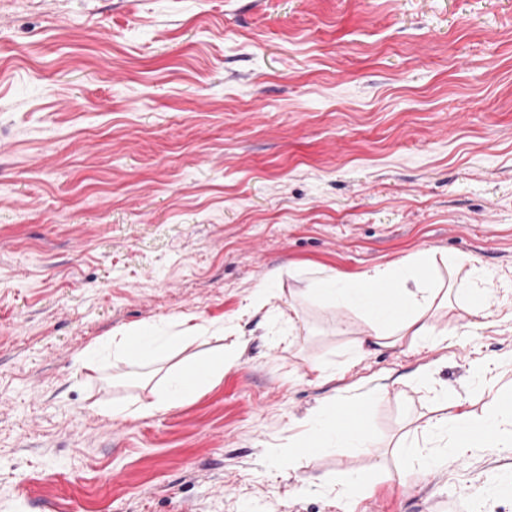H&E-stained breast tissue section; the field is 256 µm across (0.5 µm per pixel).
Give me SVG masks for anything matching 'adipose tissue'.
Listing matches in <instances>:
<instances>
[{
    "instance_id": "adipose-tissue-1",
    "label": "adipose tissue",
    "mask_w": 512,
    "mask_h": 512,
    "mask_svg": "<svg viewBox=\"0 0 512 512\" xmlns=\"http://www.w3.org/2000/svg\"><path fill=\"white\" fill-rule=\"evenodd\" d=\"M434 264V256L421 250L395 264L375 267L354 280L338 274L313 279L305 293L323 304L354 306L365 313L370 330L356 345L357 352L363 354L373 345L389 347L406 339L417 341L432 336L431 313L445 301L431 279ZM201 330V325L194 324L165 333L157 325H141L113 337L112 353L133 363L149 364L195 343ZM236 359V351L225 348L188 359L168 372L163 388L152 401L119 405L113 407L112 413L148 416L180 406L217 384L225 368ZM341 408V400L335 399L314 410L303 423L300 442L290 446L289 458L298 457L303 448L310 446L319 451L331 446L368 450L367 429L346 432L339 428L337 414ZM511 408L496 399L482 415L456 413L429 423L426 431L443 438V448L451 457L465 455L487 443L508 450L512 448V437H502L500 427Z\"/></svg>"
}]
</instances>
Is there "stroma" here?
<instances>
[{
  "label": "stroma",
  "instance_id": "35a3bbf8",
  "mask_svg": "<svg viewBox=\"0 0 512 512\" xmlns=\"http://www.w3.org/2000/svg\"><path fill=\"white\" fill-rule=\"evenodd\" d=\"M422 249L445 342L355 354L362 312L303 294ZM459 254L494 275L473 332ZM185 316L213 331L187 355L238 362L107 415L167 365L77 355ZM378 384L369 452L280 465L298 420ZM510 394L512 0H0V512H341L348 472L352 512H512V453L430 437L396 479L430 420ZM236 359L237 352L224 346L188 359L168 372L163 388L152 401L112 406V416H148L180 406L217 384L224 376V368ZM365 485L366 478L361 473H348L336 483V501L345 508L344 511H350L354 490Z\"/></svg>",
  "mask_w": 512,
  "mask_h": 512
}]
</instances>
